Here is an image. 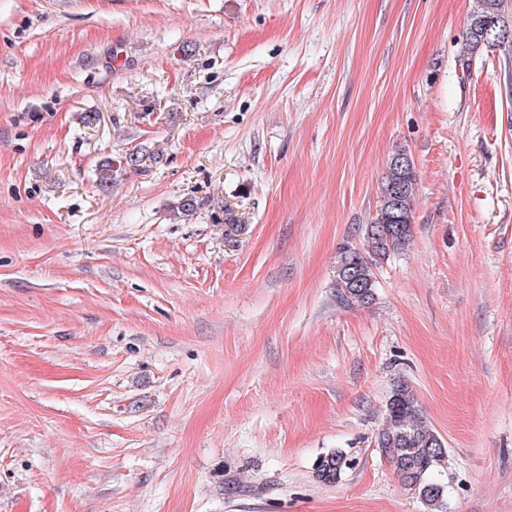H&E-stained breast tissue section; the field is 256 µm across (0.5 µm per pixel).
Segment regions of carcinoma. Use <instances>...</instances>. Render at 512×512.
I'll use <instances>...</instances> for the list:
<instances>
[{
  "label": "carcinoma",
  "mask_w": 512,
  "mask_h": 512,
  "mask_svg": "<svg viewBox=\"0 0 512 512\" xmlns=\"http://www.w3.org/2000/svg\"><path fill=\"white\" fill-rule=\"evenodd\" d=\"M500 6L501 0H476L465 36L470 53L490 46L512 47V35L495 38L489 44L479 27L481 19L493 13L506 19ZM417 189L414 162L406 152H395L389 159L388 175L379 187L375 217L362 227V248L346 244L339 250L336 282L346 300L360 305L372 302L376 262L410 245ZM376 443L408 490L432 512L443 507L446 489L435 475L447 462V448L428 424L412 389L402 381L395 385L386 403V417ZM352 466L350 455L336 450L319 457L315 471L321 480L334 483Z\"/></svg>",
  "instance_id": "cac0c4a2"
}]
</instances>
